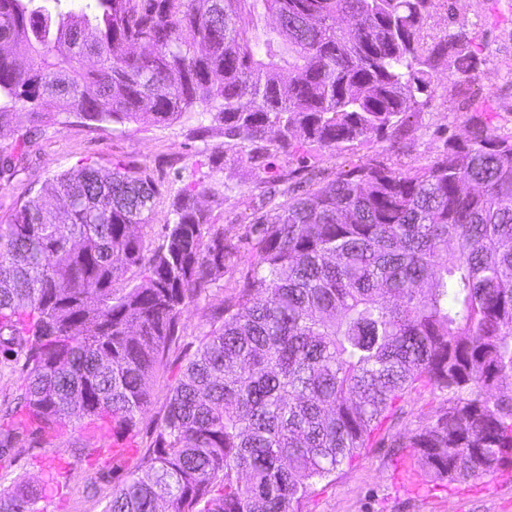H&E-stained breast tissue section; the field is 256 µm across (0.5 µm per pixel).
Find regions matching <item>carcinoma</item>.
<instances>
[{
  "instance_id": "obj_1",
  "label": "carcinoma",
  "mask_w": 512,
  "mask_h": 512,
  "mask_svg": "<svg viewBox=\"0 0 512 512\" xmlns=\"http://www.w3.org/2000/svg\"><path fill=\"white\" fill-rule=\"evenodd\" d=\"M431 2L0 0V129L45 101L93 122L199 107L224 151L311 174L262 191L250 261L199 205L202 181L145 256L157 188L132 169L57 175L0 224V352L27 371L12 414L45 437L82 419L135 430L184 310L242 261L104 512H302L420 389L447 406L391 447L421 485L512 464V135L472 124L431 162L331 179L300 153L399 144L438 75L477 70L465 28L429 38ZM53 482L0 487V512H42Z\"/></svg>"
}]
</instances>
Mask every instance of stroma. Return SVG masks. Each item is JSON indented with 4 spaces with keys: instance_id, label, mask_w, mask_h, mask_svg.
I'll return each mask as SVG.
<instances>
[{
    "instance_id": "35a3bbf8",
    "label": "stroma",
    "mask_w": 512,
    "mask_h": 512,
    "mask_svg": "<svg viewBox=\"0 0 512 512\" xmlns=\"http://www.w3.org/2000/svg\"><path fill=\"white\" fill-rule=\"evenodd\" d=\"M430 12V36L440 37L465 26L482 64L468 81L473 96L469 111H459L456 86L449 81L437 84L428 103L412 117L413 137L403 155L407 163L434 160L450 135L463 133L474 121L501 134L512 133V0H436ZM197 126L193 112L166 125L89 122L77 113L58 114L49 108L37 124L21 119L0 132L1 155L11 152L20 135L29 139L15 170L0 174V224L8 223L53 175L88 165L106 170L126 167L143 171L159 189L152 220L139 229L148 247H156L163 239L173 196L205 175L215 183H228L230 189L201 196L202 207L221 224L225 238L240 241L247 228L243 215L258 204L264 186L290 173L299 180L304 174L295 157L282 153L269 158L265 171L233 161L223 154V137L200 138L195 133ZM385 156V144L375 142L350 150L317 149L313 161L325 177L332 178L348 164ZM236 277L235 267L225 268L223 282L210 287L184 312L185 341H194L207 331L209 309L222 303ZM180 353V348L171 349L167 365L148 380V404L132 434L136 447H146L152 440L176 381ZM443 404V397L429 392L408 395L403 414L385 422L379 431L384 444L362 450L351 463L320 482L304 502L303 512H512V471L500 474L490 488L480 478L449 487L432 484L422 491L394 479L396 456L388 440L425 426L429 415ZM115 442L111 430L82 422L60 429L46 441L17 437L0 454V484L39 480L38 461L60 454L66 466L42 503L44 512H103L113 485L125 477L112 456ZM92 477L98 480L93 493L87 488Z\"/></svg>"
}]
</instances>
